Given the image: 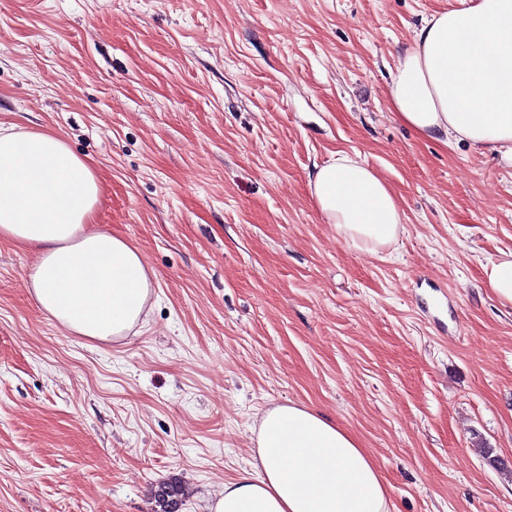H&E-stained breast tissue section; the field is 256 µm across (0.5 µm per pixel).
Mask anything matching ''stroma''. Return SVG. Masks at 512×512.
<instances>
[{
	"label": "stroma",
	"mask_w": 512,
	"mask_h": 512,
	"mask_svg": "<svg viewBox=\"0 0 512 512\" xmlns=\"http://www.w3.org/2000/svg\"><path fill=\"white\" fill-rule=\"evenodd\" d=\"M456 0H0V125L65 136L94 222L154 272L114 343L66 333L0 241V512H209L292 402L353 433L392 512H512V164L425 140L387 90ZM344 152L397 239L356 249L309 190ZM491 448L493 459L482 455ZM490 288L503 304H512V251L501 252L485 267ZM182 487L177 481L163 483L154 493L156 507L155 512H178L181 503Z\"/></svg>",
	"instance_id": "stroma-1"
}]
</instances>
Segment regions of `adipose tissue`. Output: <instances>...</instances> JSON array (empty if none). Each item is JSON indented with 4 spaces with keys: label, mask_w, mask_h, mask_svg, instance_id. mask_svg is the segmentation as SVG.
<instances>
[{
    "label": "adipose tissue",
    "mask_w": 512,
    "mask_h": 512,
    "mask_svg": "<svg viewBox=\"0 0 512 512\" xmlns=\"http://www.w3.org/2000/svg\"><path fill=\"white\" fill-rule=\"evenodd\" d=\"M390 108L424 139L467 142L512 161V0H458L416 31L388 88ZM315 205L353 247L393 241L403 212L387 182L345 153L316 166ZM100 183L58 134L0 127V240L31 251L27 285L66 331L108 342L141 318L152 277L122 235L92 224ZM210 512H391L372 458L335 419L278 405L261 420L250 470Z\"/></svg>",
    "instance_id": "1"
}]
</instances>
